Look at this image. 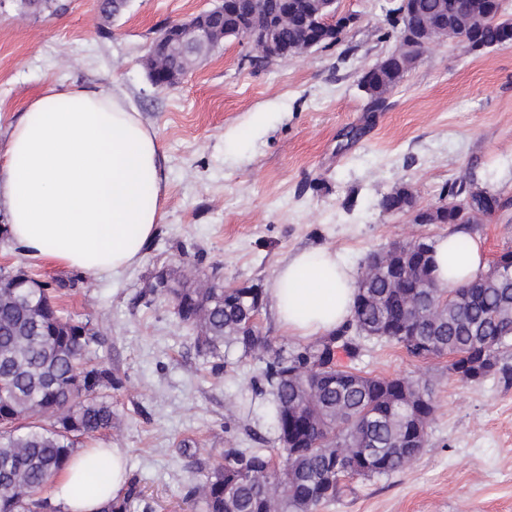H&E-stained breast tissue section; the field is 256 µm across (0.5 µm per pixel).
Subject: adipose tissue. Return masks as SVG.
Here are the masks:
<instances>
[{
    "mask_svg": "<svg viewBox=\"0 0 512 512\" xmlns=\"http://www.w3.org/2000/svg\"><path fill=\"white\" fill-rule=\"evenodd\" d=\"M165 175L155 131L117 92L52 83L11 125L0 155V204L22 255L94 278L134 264L164 217ZM440 287L456 290L485 273L481 238L448 232L434 253ZM266 295L289 335L330 334L352 314L356 273L336 249L279 261ZM120 448H84L52 479L59 512H101L124 496Z\"/></svg>",
    "mask_w": 512,
    "mask_h": 512,
    "instance_id": "obj_1",
    "label": "adipose tissue"
}]
</instances>
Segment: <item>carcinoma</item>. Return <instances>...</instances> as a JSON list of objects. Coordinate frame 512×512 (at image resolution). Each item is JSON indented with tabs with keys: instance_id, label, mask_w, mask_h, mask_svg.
<instances>
[{
	"instance_id": "obj_1",
	"label": "carcinoma",
	"mask_w": 512,
	"mask_h": 512,
	"mask_svg": "<svg viewBox=\"0 0 512 512\" xmlns=\"http://www.w3.org/2000/svg\"><path fill=\"white\" fill-rule=\"evenodd\" d=\"M447 2L418 0L421 15L432 22L448 21ZM456 26L492 44L504 27H512V16L493 9L489 0H471ZM407 53L396 49L379 64L384 83L394 87L401 81ZM448 196L464 211L459 224H475L501 207L497 195L463 185L451 186ZM414 246L394 243L368 260L358 279L368 302L354 306L352 318L335 333L266 364L275 423L287 410L307 419L308 430L288 443L277 436L285 456L277 474L270 473L272 452L265 448L228 453L194 488L206 512H317L342 493L341 477L356 475L353 463L365 444L382 463L365 478L413 462L415 455L402 451L401 423L414 417L417 441L423 440L436 407L428 398L414 414L411 404L426 391L406 377L363 375L350 368L333 371L334 381L325 384L318 375L330 345L354 359L360 352L356 337L379 333L400 318L418 335L392 333L387 340L413 356L446 355L452 373L464 363L496 371L500 355L512 347V282L487 272L448 295L434 287V259L425 268L414 264ZM402 262L422 292L387 279V268ZM173 293L179 318L210 353L237 350L245 358L263 344L248 327L263 306L253 288L178 286ZM96 342L89 323L54 305L49 289L0 287V512L51 508L42 497L48 480L67 464L80 439L112 429V403L102 393L112 387V373L91 364ZM338 465L343 470L336 471Z\"/></svg>"
}]
</instances>
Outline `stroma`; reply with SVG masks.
Segmentation results:
<instances>
[{
  "mask_svg": "<svg viewBox=\"0 0 512 512\" xmlns=\"http://www.w3.org/2000/svg\"><path fill=\"white\" fill-rule=\"evenodd\" d=\"M218 0H127L105 18L99 0H57L56 12L21 14L0 0V154L11 124L54 82L119 90L156 131L166 174L165 215L140 259L111 279L25 259L0 206V267L50 282L52 299L98 334L94 359L112 373L114 427L96 441L124 449L130 512H205L192 490L228 451L277 435L263 373L305 340L282 332L269 308L255 356H215L180 322L158 276L194 288H266L279 260L329 246L355 269L395 241L447 234L381 209L406 185L419 207L448 202L460 177L502 207L466 233L488 259L512 250V44L481 52L448 40L418 56L382 106L369 111L361 77L398 45L390 0H337L355 16L339 41L252 63L228 39L176 85L158 88L146 57L169 25ZM341 365L418 380L436 411L411 465L348 479L319 512H512V351L479 383L399 344L362 340Z\"/></svg>",
  "mask_w": 512,
  "mask_h": 512,
  "instance_id": "stroma-1",
  "label": "stroma"
}]
</instances>
